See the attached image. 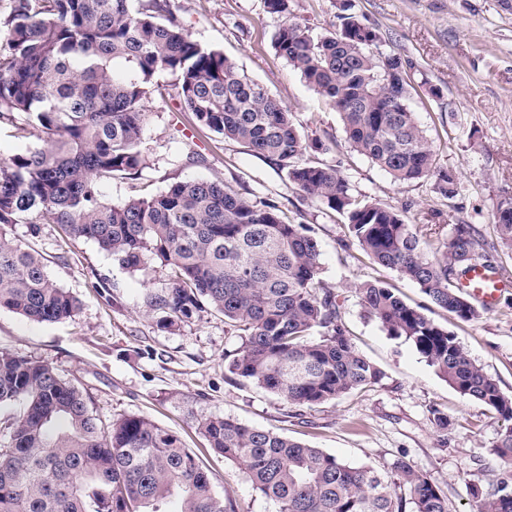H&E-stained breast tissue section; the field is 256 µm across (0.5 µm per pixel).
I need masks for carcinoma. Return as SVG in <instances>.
<instances>
[{
	"label": "carcinoma",
	"mask_w": 512,
	"mask_h": 512,
	"mask_svg": "<svg viewBox=\"0 0 512 512\" xmlns=\"http://www.w3.org/2000/svg\"><path fill=\"white\" fill-rule=\"evenodd\" d=\"M12 0L0 53V130L38 132L42 144L0 160V309L38 323L75 317L78 301L9 227L54 224L71 241L91 240L131 271L151 257L169 269L145 305L163 322L207 309L224 316L240 344L228 371L286 403L311 408L379 384L384 372L353 345L337 296L320 279L319 246L272 200L250 202L224 183L192 179L112 205L100 184L144 167L146 104L158 77L197 126L235 140L279 169L306 195L347 218L376 264L416 284L412 306L380 281L357 293L366 313L417 352L462 396L507 422L490 448L503 462L488 489L471 491V512H512V396L427 311L463 322L481 308L460 287L474 265L496 269V246L472 224L448 239L423 237L399 212L351 194L337 166L302 161L307 143L292 113L235 61L193 41L171 0ZM320 37L295 21L273 36L277 53L339 115L355 152L397 182L435 179L457 194L456 172L437 166L408 101L410 65L373 50L379 33L352 14ZM512 249V193L493 213ZM0 512H235L177 436L135 415L104 419L75 382L44 362L0 351ZM209 447L242 466L278 512H448V494L397 458L382 474L303 442L229 417L198 424Z\"/></svg>",
	"instance_id": "cac0c4a2"
}]
</instances>
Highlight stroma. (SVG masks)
<instances>
[{"label": "stroma", "mask_w": 512, "mask_h": 512, "mask_svg": "<svg viewBox=\"0 0 512 512\" xmlns=\"http://www.w3.org/2000/svg\"><path fill=\"white\" fill-rule=\"evenodd\" d=\"M360 21L381 36L379 49L408 59L409 105L439 166L458 174V193L442 198L429 179L400 183L354 152L338 114L276 53L272 39L285 19L312 36L339 24L340 0H291L289 17L268 13L264 0H175L173 11L201 47L218 49L249 79L263 84L292 112L305 140L322 151L306 159L339 166L354 196L403 211L407 223L445 238L456 224L477 225L497 246V265L512 277V249L499 245L492 215L512 191V0H351ZM440 97H431L429 87ZM138 176L101 184L104 199L120 205L189 179L224 182L241 197L278 203L288 221L318 240L320 278L337 296L355 347L385 373L372 390L313 408L295 407L228 372L225 351L238 340L223 315L199 313L163 326L144 305L147 289L166 282L154 260L123 269L90 240L68 241L55 225L31 236L27 221L14 235L42 256L47 271L79 301L70 320L37 323L0 310V351L50 363L76 380L97 413L148 418L177 435L200 459L215 492L237 512H277L237 464L209 448L198 422L223 416L270 429L352 464L388 470L398 456L448 494L449 512H469L472 487L487 488L499 474L489 449L504 428L492 410L460 395L404 339L388 336L365 313L357 286L377 278L409 304L426 299L414 283L363 255L344 216L300 193L286 172L240 143L197 128L177 101L153 95L147 105ZM430 316L451 331L469 356L512 396V290L473 322L440 309ZM447 415V439L430 421Z\"/></svg>", "instance_id": "35a3bbf8"}]
</instances>
